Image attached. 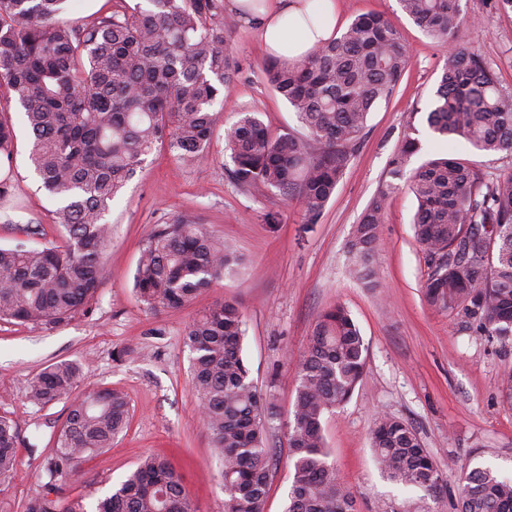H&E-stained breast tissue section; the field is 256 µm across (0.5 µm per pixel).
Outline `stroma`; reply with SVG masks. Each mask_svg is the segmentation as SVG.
I'll return each mask as SVG.
<instances>
[{"label": "stroma", "instance_id": "obj_1", "mask_svg": "<svg viewBox=\"0 0 512 512\" xmlns=\"http://www.w3.org/2000/svg\"><path fill=\"white\" fill-rule=\"evenodd\" d=\"M341 25L379 13L402 31L412 55L397 93L370 113L358 149L318 223H306L301 205L265 188L245 191L230 178L224 131L241 112L258 113L272 136L301 134L290 105L268 84L267 59L254 25L242 22L229 38L239 66L235 86L218 111L213 145L184 163L155 150L112 202V226L100 287L87 312L53 326L0 322V415L19 427L17 473L0 481V512H27L47 481L40 465L65 422L64 404L32 405V378L45 367L82 364L78 393L119 389L130 400L126 433L89 457L61 485L63 496L95 499L118 485L148 453L169 458L185 476L194 512H224L221 461L199 414L191 386V353L184 333L199 310L216 299L235 301L247 335L243 343L259 387L274 383L280 418L269 434L275 465L266 512H283L291 484L286 423L298 365L317 317L347 308L367 348L365 372L352 397L326 414L330 459L355 495L356 512H455L467 467L485 465L512 478V409L501 402V378L512 373V340L476 335L456 314L425 299L429 268L415 237L417 202L407 187L387 202L378 227L374 263L379 285L364 287L347 272L351 233L389 179L390 160L408 124L424 144L413 165L453 156L482 174L512 173V152L485 155L462 140L437 139L422 116L448 57L406 17L398 0H337ZM466 18L456 41L474 50L512 89V13L492 0H461ZM419 117H412V110ZM18 154L12 190L0 200V247L25 243L39 249L60 241L56 205L40 188L28 158L25 117L12 108ZM188 215L232 241L245 265L196 301L152 310L138 299L134 274L139 251L155 225ZM32 222L39 234L22 232ZM406 422L430 451L441 474L437 493L402 487L382 474L369 434L378 414Z\"/></svg>", "mask_w": 512, "mask_h": 512}]
</instances>
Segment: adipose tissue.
Wrapping results in <instances>:
<instances>
[{"instance_id":"ef3b65f1","label":"adipose tissue","mask_w":512,"mask_h":512,"mask_svg":"<svg viewBox=\"0 0 512 512\" xmlns=\"http://www.w3.org/2000/svg\"><path fill=\"white\" fill-rule=\"evenodd\" d=\"M321 2L316 9L311 0H265L256 13L250 10L251 0H226V6L253 20L267 53L298 62L336 32V0Z\"/></svg>"}]
</instances>
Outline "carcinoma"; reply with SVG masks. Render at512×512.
I'll return each mask as SVG.
<instances>
[{"mask_svg":"<svg viewBox=\"0 0 512 512\" xmlns=\"http://www.w3.org/2000/svg\"><path fill=\"white\" fill-rule=\"evenodd\" d=\"M67 0H0V170L10 167L16 135L10 104L25 113L31 159L59 202L64 242L42 249L0 247V321L54 326L87 311L100 285L111 240L110 203L165 146L189 162L213 140L219 100L238 72L227 40L238 25L224 0H147L73 25ZM402 12L448 60L427 112L429 129L483 153L512 152V91L480 55L455 45L464 23L460 0H399ZM411 63L398 27L381 14L355 18L301 62L266 61V79L306 134L273 138L256 112H240L225 131L231 177L243 190L274 189L297 200L316 224L336 191L369 114L396 93ZM408 125L391 161V181L372 200L348 242L350 274L378 286L373 254L388 196L404 182L417 200L414 229L430 267L429 306L476 324L483 336H512V173L485 178L457 158L409 169L422 148ZM233 245L182 216L146 238L134 286L147 307L177 309L238 270ZM240 307L217 300L186 328L191 380L201 418L223 463L224 512H266L274 456L268 435L278 420L273 385L261 389L243 356ZM367 348L349 311L336 305L317 319L303 353L286 432L291 484L284 512H355L353 492L330 461L322 420L361 381ZM76 362L37 374L27 398L68 404L48 491L28 512H193L183 476L170 460L144 455L111 493L88 503L61 500L58 482L127 429L130 407L114 389L74 396ZM18 425L0 417V481L17 471ZM370 441L385 476L427 491L441 477L403 421L375 418ZM458 512H512V480L473 467Z\"/></svg>","mask_w":512,"mask_h":512,"instance_id":"1","label":"carcinoma"}]
</instances>
